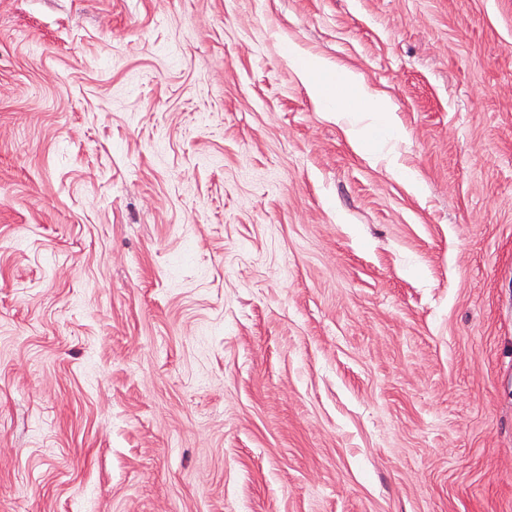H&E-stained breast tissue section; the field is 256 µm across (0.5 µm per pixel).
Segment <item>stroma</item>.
<instances>
[{"label":"stroma","instance_id":"35a3bbf8","mask_svg":"<svg viewBox=\"0 0 512 512\" xmlns=\"http://www.w3.org/2000/svg\"><path fill=\"white\" fill-rule=\"evenodd\" d=\"M0 512H512V0H0ZM288 56L295 61L318 101L336 114L337 121L360 112H373L394 132L403 133L392 101L371 90L359 76L346 68L337 65L335 68L322 60L305 57L292 48H289Z\"/></svg>","mask_w":512,"mask_h":512}]
</instances>
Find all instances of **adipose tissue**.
<instances>
[{
    "label": "adipose tissue",
    "instance_id": "adipose-tissue-1",
    "mask_svg": "<svg viewBox=\"0 0 512 512\" xmlns=\"http://www.w3.org/2000/svg\"><path fill=\"white\" fill-rule=\"evenodd\" d=\"M300 73L318 101L328 106L337 119H344L360 112H372L381 116L387 127L400 131L396 108L384 95L371 90L364 81L343 67H334L315 58L289 50Z\"/></svg>",
    "mask_w": 512,
    "mask_h": 512
}]
</instances>
